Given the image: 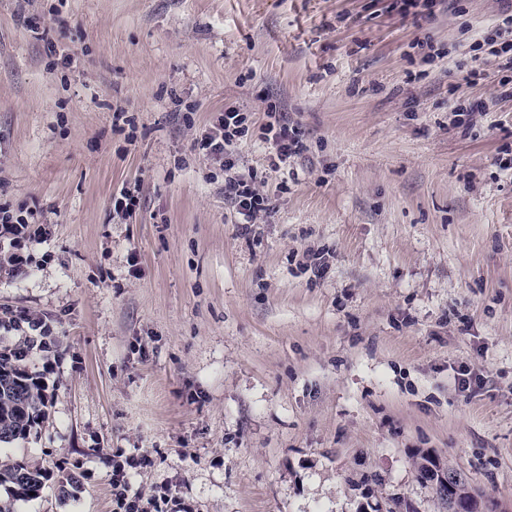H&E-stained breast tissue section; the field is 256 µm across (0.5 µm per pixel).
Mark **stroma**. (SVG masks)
<instances>
[{"mask_svg":"<svg viewBox=\"0 0 512 512\" xmlns=\"http://www.w3.org/2000/svg\"><path fill=\"white\" fill-rule=\"evenodd\" d=\"M503 6L0 0V205L51 229L0 317L55 338L14 512H112L116 450L185 512H445L426 453L512 512V97L470 51ZM230 110L274 207L247 232L194 146ZM287 130V127H279L278 131L271 138H266V140L273 141L276 156L282 163L299 150L298 139L289 137ZM3 327L6 331H25L28 328L37 332L36 336L42 337L36 347L48 352L51 348V336L53 333L52 325L46 318L40 316H23L19 318L10 317L4 320L0 319V329ZM48 339V340H46ZM44 473L21 462L0 465V486H6L12 500H28L40 495L44 488ZM29 492H35L30 496Z\"/></svg>","mask_w":512,"mask_h":512,"instance_id":"stroma-1","label":"stroma"}]
</instances>
